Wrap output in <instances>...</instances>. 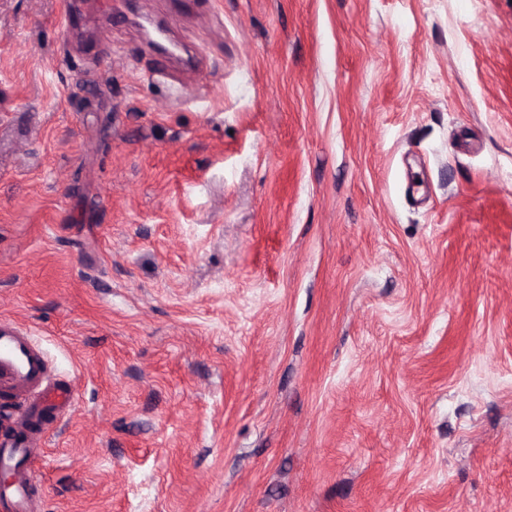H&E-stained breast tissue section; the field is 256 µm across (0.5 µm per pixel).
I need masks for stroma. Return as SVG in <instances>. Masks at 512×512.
<instances>
[{
  "instance_id": "35a3bbf8",
  "label": "stroma",
  "mask_w": 512,
  "mask_h": 512,
  "mask_svg": "<svg viewBox=\"0 0 512 512\" xmlns=\"http://www.w3.org/2000/svg\"><path fill=\"white\" fill-rule=\"evenodd\" d=\"M102 2L0 0L40 512H512V0Z\"/></svg>"
}]
</instances>
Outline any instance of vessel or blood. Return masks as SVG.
I'll return each instance as SVG.
<instances>
[{
	"instance_id": "1",
	"label": "vessel or blood",
	"mask_w": 512,
	"mask_h": 512,
	"mask_svg": "<svg viewBox=\"0 0 512 512\" xmlns=\"http://www.w3.org/2000/svg\"><path fill=\"white\" fill-rule=\"evenodd\" d=\"M0 388L21 402L11 440L0 449V467L11 472L10 482L0 485V512H34L35 465L43 434L39 421L72 406L75 389L71 382L54 379L32 337L8 323H0Z\"/></svg>"
}]
</instances>
